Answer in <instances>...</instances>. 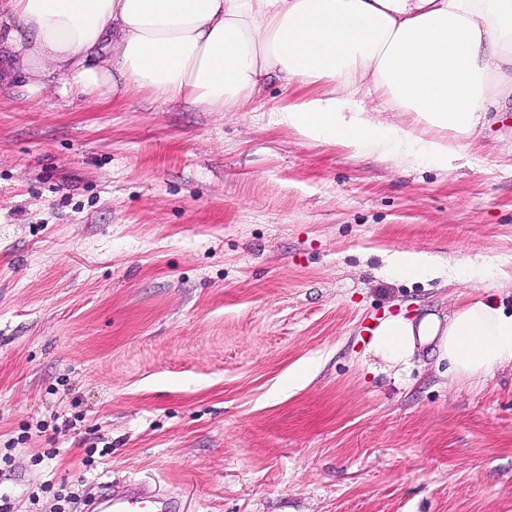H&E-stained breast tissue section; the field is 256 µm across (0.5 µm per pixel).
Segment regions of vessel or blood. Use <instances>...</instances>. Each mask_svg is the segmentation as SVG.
I'll use <instances>...</instances> for the list:
<instances>
[{
	"label": "vessel or blood",
	"instance_id": "1",
	"mask_svg": "<svg viewBox=\"0 0 512 512\" xmlns=\"http://www.w3.org/2000/svg\"><path fill=\"white\" fill-rule=\"evenodd\" d=\"M85 512H180L178 501L159 496L150 487L134 483L104 485Z\"/></svg>",
	"mask_w": 512,
	"mask_h": 512
}]
</instances>
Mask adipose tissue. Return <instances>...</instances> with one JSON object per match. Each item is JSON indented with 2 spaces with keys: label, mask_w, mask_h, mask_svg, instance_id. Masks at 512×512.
<instances>
[{
  "label": "adipose tissue",
  "mask_w": 512,
  "mask_h": 512,
  "mask_svg": "<svg viewBox=\"0 0 512 512\" xmlns=\"http://www.w3.org/2000/svg\"><path fill=\"white\" fill-rule=\"evenodd\" d=\"M0 23V66L30 96L51 77L64 97L237 112L274 78L305 91L276 125L398 167L447 166L512 95V0H0ZM427 346L455 378L487 379L512 364V310L486 297L389 315L368 350L399 371Z\"/></svg>",
  "instance_id": "1"
}]
</instances>
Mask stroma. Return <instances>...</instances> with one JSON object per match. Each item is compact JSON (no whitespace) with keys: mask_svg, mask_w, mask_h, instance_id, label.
I'll list each match as a JSON object with an SVG mask.
<instances>
[{"mask_svg":"<svg viewBox=\"0 0 512 512\" xmlns=\"http://www.w3.org/2000/svg\"><path fill=\"white\" fill-rule=\"evenodd\" d=\"M136 95L0 76V496L83 512L130 478L184 512H512V366L367 352L385 314L512 306V104L441 170ZM433 279L391 276L405 250Z\"/></svg>","mask_w":512,"mask_h":512,"instance_id":"obj_1","label":"stroma"}]
</instances>
